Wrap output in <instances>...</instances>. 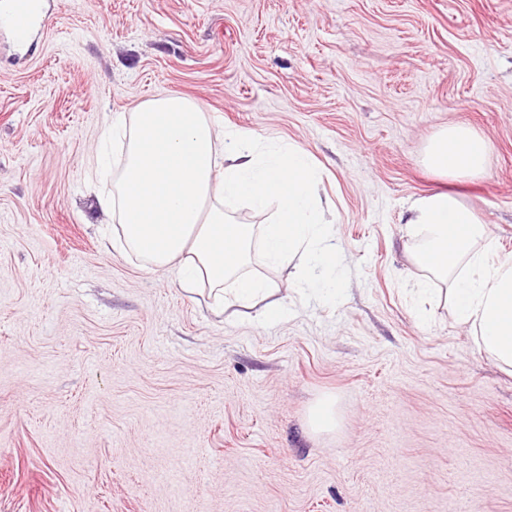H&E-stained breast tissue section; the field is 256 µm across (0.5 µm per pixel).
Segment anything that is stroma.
<instances>
[{
	"mask_svg": "<svg viewBox=\"0 0 512 512\" xmlns=\"http://www.w3.org/2000/svg\"><path fill=\"white\" fill-rule=\"evenodd\" d=\"M173 93L310 152L338 299L292 262L283 320L219 315L113 247L88 163ZM451 123L483 177L426 168ZM448 189L512 254V0H53L0 43V512H512V375L417 314L402 217Z\"/></svg>",
	"mask_w": 512,
	"mask_h": 512,
	"instance_id": "35a3bbf8",
	"label": "stroma"
}]
</instances>
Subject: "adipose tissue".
<instances>
[{"mask_svg":"<svg viewBox=\"0 0 512 512\" xmlns=\"http://www.w3.org/2000/svg\"><path fill=\"white\" fill-rule=\"evenodd\" d=\"M109 135L123 161L114 175L101 168L112 191L99 203L116 215L113 243L124 253L258 308L268 322L285 308L267 269L303 256L300 285L313 291L335 275L329 204L304 148L262 151L257 136L240 130L216 139L201 105L177 94L113 118ZM487 160L484 138L458 124L432 137L425 154L427 168L453 182L480 177ZM238 201L270 212V222L235 223L224 208ZM405 222L429 296L445 300L481 350L512 370V256L498 255L487 224L450 190L418 198Z\"/></svg>","mask_w":512,"mask_h":512,"instance_id":"adipose-tissue-1","label":"adipose tissue"}]
</instances>
